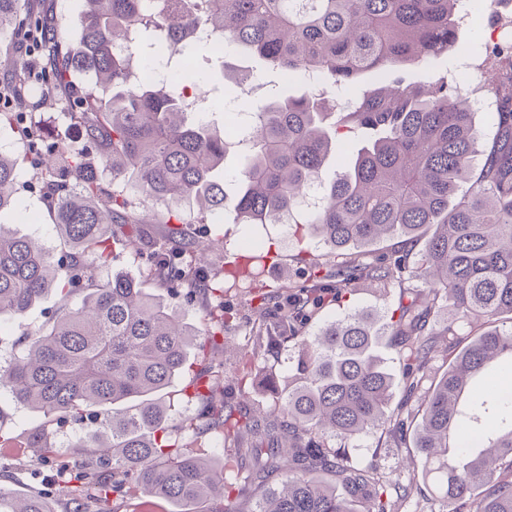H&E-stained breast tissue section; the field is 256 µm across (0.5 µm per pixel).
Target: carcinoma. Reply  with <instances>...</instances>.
<instances>
[{
  "mask_svg": "<svg viewBox=\"0 0 512 512\" xmlns=\"http://www.w3.org/2000/svg\"><path fill=\"white\" fill-rule=\"evenodd\" d=\"M28 0H0V39L39 29ZM460 0H83L65 18L66 36L43 45L38 80L43 93L61 94L78 141L52 139L33 112H0L29 144L24 160L42 179L54 204L58 234L69 250L59 258L32 239L10 231L1 217L16 213L20 161L0 149V317L21 316L48 293L67 300L52 323L21 342L22 352L0 365V385L12 398L45 415L89 419L79 442L85 456L60 473V487L82 500L135 491L175 505L229 497L224 467L192 448L159 438L171 405L155 397L187 362L196 331L176 306L151 298L139 280L97 276L112 262V225L124 239L142 238L144 203L165 207L154 223H184L185 207L221 214L232 224H273L291 216L304 191L318 181L341 134L367 135L352 163L322 189L323 203L296 225L300 238L316 239L336 257V287L323 267L283 306L278 330L254 337L271 351L294 338L326 301L340 304L360 288L381 292L404 276L429 290L398 307L388 327L355 312L302 339L300 373L277 410L245 413L251 476L282 480L253 512H392L389 483L377 470L352 460L347 442L377 430L400 438L416 422L414 447L422 476L435 482L453 512H512V391L492 384L512 370V65L493 46L488 82L496 107L493 144L477 176L473 158L480 132L470 106L457 101L445 77L409 82L401 66L432 61L455 41ZM200 30L210 47L260 57L281 72L285 89L260 106L239 97L252 131L233 181V200L219 176L225 134L202 120L187 122L183 70L194 66L186 39ZM161 54L180 59L170 80L132 82L133 64ZM320 78L317 92H288L302 76ZM372 73L388 87L353 98L336 112V93ZM470 193L459 196L463 183ZM434 227L417 266L402 258L389 265L346 253L384 238L418 237ZM215 242L189 241L178 249L157 246L150 271L175 296L196 278L186 255ZM95 288L89 290L92 282ZM448 308V323L425 333L427 318ZM486 328L462 346V322ZM447 339L448 369L433 381L418 408L388 412L395 377L380 349L404 361L402 383L412 394L428 378L434 345ZM203 403L205 428L226 424L242 405L225 397L214 367L193 379ZM136 399L121 410L114 406ZM36 464L56 449L33 434ZM329 472L334 482L318 479ZM0 512H56L44 494L0 486Z\"/></svg>",
  "mask_w": 512,
  "mask_h": 512,
  "instance_id": "cac0c4a2",
  "label": "carcinoma"
}]
</instances>
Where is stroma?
Returning <instances> with one entry per match:
<instances>
[{
	"label": "stroma",
	"instance_id": "stroma-1",
	"mask_svg": "<svg viewBox=\"0 0 512 512\" xmlns=\"http://www.w3.org/2000/svg\"><path fill=\"white\" fill-rule=\"evenodd\" d=\"M494 9L496 19H483L482 23L464 21L456 26L457 47L454 52L442 54L429 64H412L406 67L409 80L424 81L434 75L447 76L457 87L466 88V98L475 112L474 121L481 131L479 146L488 148L495 130L488 119L487 91L481 90L478 79L486 67V47L490 41L494 22H512V0H498ZM205 84L211 94L207 103V117L215 123H223L225 107L233 106L235 91L223 84L220 64L211 60L204 47H197ZM19 182L20 199L24 209L38 216L37 223L25 217L13 219L14 229L22 235L38 238L55 255L67 251L66 242L54 228V216L40 193L31 189L36 182L32 167H24ZM224 237L222 250L212 253L206 264L208 279L205 285L192 290L189 299L180 300L178 309L185 322L195 327H204L216 306L224 308V335L232 344V351L191 348L184 373L166 387L161 396L173 407L168 423L167 439L181 445L192 444L200 451H207L210 443L223 442L230 450L231 463L224 468V475L233 482L236 491L230 498L233 512H252L263 488L251 482V459L246 450L240 449L236 439L224 435L222 429L212 428L189 437L184 426L196 421L200 405L193 394L191 381L195 374L214 363L234 367L236 349H248L255 327L273 324L279 305L285 302L290 287L307 284L312 263H327L324 245L300 241L286 224H209L201 222L198 215H188L187 221L178 227L168 224L148 225V239L177 247L192 239H205L214 234ZM112 271L125 270L144 272L143 286L147 294L167 301L171 292L164 281L148 275L147 252L141 246L117 244L113 247ZM420 281L405 278L394 281L386 294L379 295L364 289L352 293L344 306L330 303L324 305L302 328V336L315 335L327 322L342 316L343 312L364 311L378 324L390 321L392 312L407 303L410 289L420 288ZM268 295L269 308L266 313H257L256 296L259 292ZM59 293H49L40 303L23 317L0 318V362H7L20 350L19 339L42 328L52 313L63 306ZM301 352L300 338L286 339L272 351L260 355L251 365L245 389H238L234 381L224 383V389L234 400L244 402L247 407L274 408L276 396L297 371V359ZM41 430L54 442L58 462H70L80 457V449L73 443L82 430L74 421L50 420L42 413L33 411L15 402L7 389L0 388V458L7 459L11 466L12 488L24 491H55L58 483L57 469L44 466L38 475H31V454L25 446L27 435L32 430ZM351 455L371 462L386 476L387 480L402 485H412L410 497L400 502L399 512H439L436 491L432 484L420 477V466L406 465V458L415 456L410 441L397 440L388 433L377 431L348 441Z\"/></svg>",
	"mask_w": 512,
	"mask_h": 512
}]
</instances>
